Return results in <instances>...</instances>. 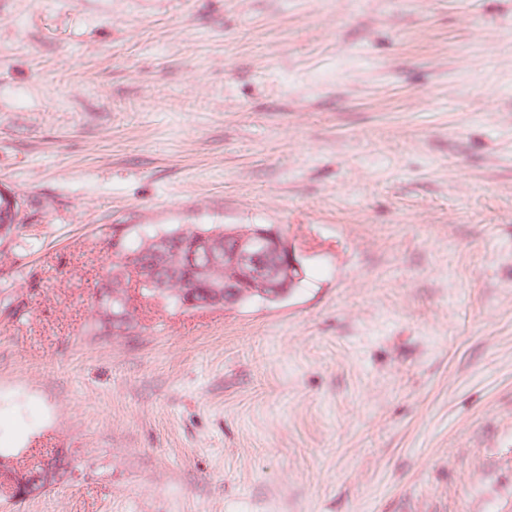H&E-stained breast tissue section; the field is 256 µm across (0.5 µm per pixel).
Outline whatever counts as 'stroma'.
<instances>
[{
    "label": "stroma",
    "mask_w": 512,
    "mask_h": 512,
    "mask_svg": "<svg viewBox=\"0 0 512 512\" xmlns=\"http://www.w3.org/2000/svg\"><path fill=\"white\" fill-rule=\"evenodd\" d=\"M0 512H512V0H0ZM304 278L90 331L113 237ZM39 469L28 470L18 467L9 458H0V482L8 486L14 498H24L33 495L39 489L49 486L57 477L65 463L62 459H41Z\"/></svg>",
    "instance_id": "obj_1"
}]
</instances>
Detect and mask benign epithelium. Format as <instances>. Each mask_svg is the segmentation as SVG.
Returning a JSON list of instances; mask_svg holds the SVG:
<instances>
[{
    "label": "benign epithelium",
    "instance_id": "1",
    "mask_svg": "<svg viewBox=\"0 0 512 512\" xmlns=\"http://www.w3.org/2000/svg\"><path fill=\"white\" fill-rule=\"evenodd\" d=\"M112 251L120 254V267L113 271L125 288L126 308H131L133 296L164 299L166 288L177 281L179 273L167 265L171 237L160 234L144 238L143 252L153 258V264L143 267L125 256L121 239H114ZM224 266V283L211 282L210 272ZM191 270L188 288L180 293L178 308L193 310L208 307L239 305L242 300L258 293L266 301H279L291 295L303 277L298 254L286 235L276 226L253 224L249 227L226 225L209 232H196L189 251ZM65 463L47 458L39 468L28 470L8 458H0V482L8 486L16 498L33 495L49 486Z\"/></svg>",
    "mask_w": 512,
    "mask_h": 512
}]
</instances>
